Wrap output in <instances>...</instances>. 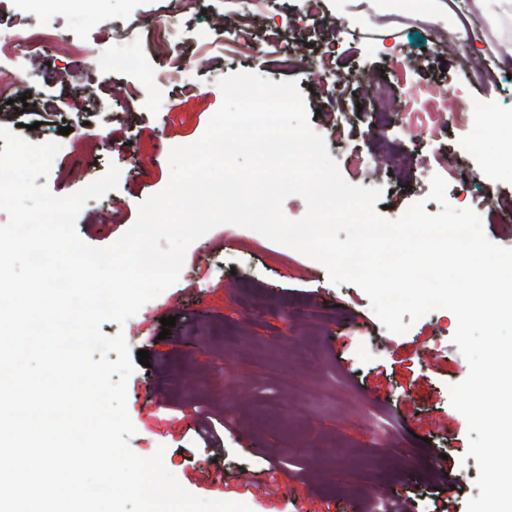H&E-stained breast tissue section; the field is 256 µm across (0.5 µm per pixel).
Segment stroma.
I'll list each match as a JSON object with an SVG mask.
<instances>
[{
    "mask_svg": "<svg viewBox=\"0 0 512 512\" xmlns=\"http://www.w3.org/2000/svg\"><path fill=\"white\" fill-rule=\"evenodd\" d=\"M198 7L185 15L179 0H102L94 18L67 0L51 10L19 0L0 17L1 41L56 39L41 51L0 55L20 92L55 104L37 117L0 105L1 126L34 144L61 142L37 185L65 196L110 166L120 170L117 187L80 210L75 229L83 243H114L139 205L166 186L170 150L196 142L222 103L218 80L258 71L267 53L305 27L320 41L343 29L336 65L348 85L314 87L311 49L275 79L297 81L314 132L346 120L347 138L328 147L342 177L361 184L346 158L368 159L382 215L396 219L418 199L438 213L427 195L432 177L442 176L449 203L474 211L486 238L512 249V178L488 174L487 155L472 147L482 136L498 143L499 126L512 119V78L477 76L499 55L500 34L475 21L476 47L465 48L446 15L429 21L407 0L389 7L324 0L313 18L303 15L301 0H256L245 15L235 0H199ZM128 27L170 30L193 56L189 86L155 84L145 43L113 37ZM395 57L406 62L396 78L386 70ZM374 82L391 83L395 98L418 104L427 87L447 84L442 138L408 136L398 111L377 124ZM135 87L142 101L134 106ZM443 155L444 168L436 162ZM169 315L176 323L166 332L161 320ZM456 327L455 315L441 308L393 333L358 286L334 284L302 253L224 224L189 245L174 285L125 324L108 321L101 331L150 354L127 382L132 451H162L165 467L198 497L230 496L251 512H350L355 503L365 512H398L408 503L412 512H465L480 494L479 470L468 455V423L450 400V386L469 373L453 342ZM448 467L458 484L452 492L440 479Z\"/></svg>",
    "mask_w": 512,
    "mask_h": 512,
    "instance_id": "35a3bbf8",
    "label": "stroma"
}]
</instances>
